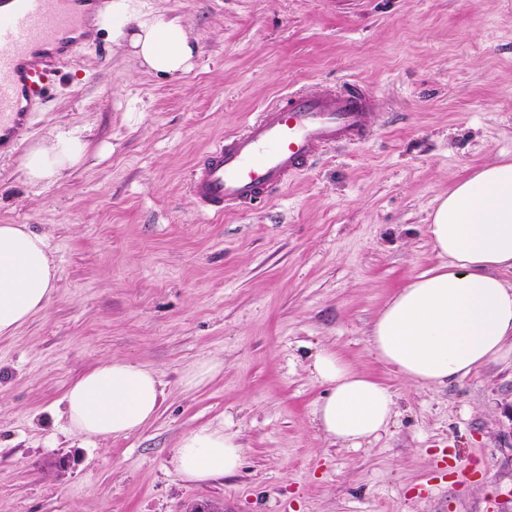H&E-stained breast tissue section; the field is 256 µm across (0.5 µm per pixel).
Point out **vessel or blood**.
Returning <instances> with one entry per match:
<instances>
[{
	"instance_id": "b4317fda",
	"label": "vessel or blood",
	"mask_w": 512,
	"mask_h": 512,
	"mask_svg": "<svg viewBox=\"0 0 512 512\" xmlns=\"http://www.w3.org/2000/svg\"><path fill=\"white\" fill-rule=\"evenodd\" d=\"M90 0H0V128L20 125L58 63L75 55ZM372 100L356 84L290 93L226 134L189 176L202 214L220 216L273 197L328 146L366 134Z\"/></svg>"
}]
</instances>
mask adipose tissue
<instances>
[{"mask_svg":"<svg viewBox=\"0 0 512 512\" xmlns=\"http://www.w3.org/2000/svg\"><path fill=\"white\" fill-rule=\"evenodd\" d=\"M112 35L146 70L187 71L196 45L176 19L132 20L113 0ZM88 143L77 129L29 145L19 170L31 185L54 182L82 163ZM428 235L443 262L391 298L374 320L370 348L406 382L430 388L463 380L512 356V161L482 166L458 182L430 215ZM59 282L44 236L24 224H0V337L42 312ZM311 374L328 387L314 419L331 444L357 450L386 435L397 395L336 352L318 350ZM163 389L153 371L112 359L86 371L62 398L70 431L89 439L126 436L153 420ZM243 448L234 432L203 427L184 435L174 456L181 477L203 484L235 474Z\"/></svg>","mask_w":512,"mask_h":512,"instance_id":"ef3b65f1","label":"adipose tissue"}]
</instances>
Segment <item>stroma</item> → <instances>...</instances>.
I'll return each mask as SVG.
<instances>
[{"label":"stroma","mask_w":512,"mask_h":512,"mask_svg":"<svg viewBox=\"0 0 512 512\" xmlns=\"http://www.w3.org/2000/svg\"><path fill=\"white\" fill-rule=\"evenodd\" d=\"M179 18L190 71L141 68L94 28L50 77L23 140L0 150V224L44 235L46 309L0 338V512H512V360L415 388L369 349L383 305L439 257L442 197L512 160V0H130ZM357 82L364 138L323 151L267 204L201 216L186 182L225 133L278 95ZM83 130L96 155L38 186L28 143ZM330 348L390 385L398 418L368 447L318 431ZM127 357L164 397L128 436L87 444L50 413L82 373ZM221 360L201 386L194 365ZM226 426L240 471L184 481L181 437Z\"/></svg>","instance_id":"obj_1"}]
</instances>
